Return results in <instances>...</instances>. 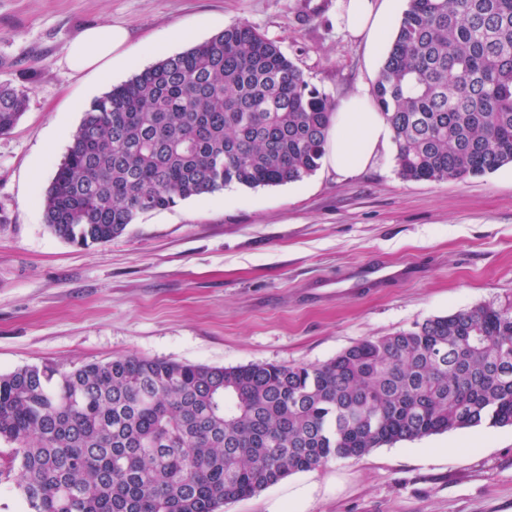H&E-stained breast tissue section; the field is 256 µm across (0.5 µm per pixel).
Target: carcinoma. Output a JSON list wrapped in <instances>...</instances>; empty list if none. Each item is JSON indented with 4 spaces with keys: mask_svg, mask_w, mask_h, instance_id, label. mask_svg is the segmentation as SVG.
<instances>
[{
    "mask_svg": "<svg viewBox=\"0 0 512 512\" xmlns=\"http://www.w3.org/2000/svg\"><path fill=\"white\" fill-rule=\"evenodd\" d=\"M373 103L409 181L512 164V0H408ZM26 98L0 85V133ZM335 103L246 23L96 98L43 195L78 246L226 186L301 181ZM484 424L512 426V302L369 337L319 365L145 357L0 373V443L27 512H219L338 458Z\"/></svg>",
    "mask_w": 512,
    "mask_h": 512,
    "instance_id": "carcinoma-1",
    "label": "carcinoma"
}]
</instances>
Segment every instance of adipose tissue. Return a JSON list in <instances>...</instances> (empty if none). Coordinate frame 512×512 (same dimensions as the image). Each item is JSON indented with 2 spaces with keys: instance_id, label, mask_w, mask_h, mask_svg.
Listing matches in <instances>:
<instances>
[{
  "instance_id": "ef3b65f1",
  "label": "adipose tissue",
  "mask_w": 512,
  "mask_h": 512,
  "mask_svg": "<svg viewBox=\"0 0 512 512\" xmlns=\"http://www.w3.org/2000/svg\"><path fill=\"white\" fill-rule=\"evenodd\" d=\"M392 0H344L343 18L356 36L374 40L391 22ZM128 42L125 28L101 24L84 32L66 51L76 71H98ZM393 141V132L372 103L367 88H359L336 103L325 161L330 173L350 178L374 165Z\"/></svg>"
}]
</instances>
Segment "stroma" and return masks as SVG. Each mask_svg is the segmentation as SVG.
Wrapping results in <instances>:
<instances>
[{"label":"stroma","instance_id":"stroma-1","mask_svg":"<svg viewBox=\"0 0 512 512\" xmlns=\"http://www.w3.org/2000/svg\"><path fill=\"white\" fill-rule=\"evenodd\" d=\"M341 0H0V84L27 97L0 134V373L119 357L230 367L317 365L373 336L512 301V165L405 181L387 152L361 174L237 185L140 215L112 241L69 244L41 198L91 102L165 56L244 22L278 41L338 100L374 86L387 48L352 37ZM128 29L99 74L66 48L88 28ZM370 263L416 276L338 292ZM220 512H512V427L399 441L288 476Z\"/></svg>","mask_w":512,"mask_h":512}]
</instances>
